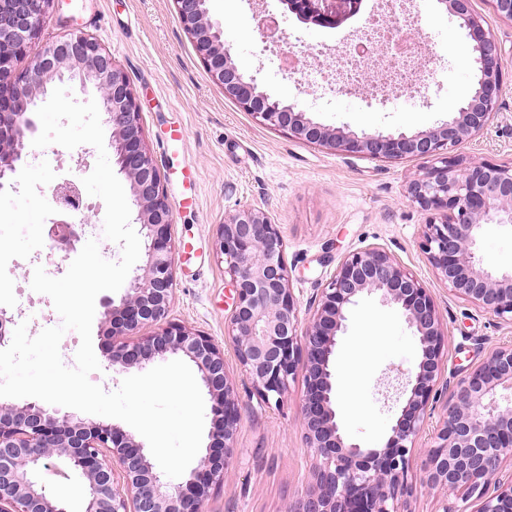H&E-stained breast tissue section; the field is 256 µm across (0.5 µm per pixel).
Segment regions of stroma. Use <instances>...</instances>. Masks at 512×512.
<instances>
[{
	"label": "stroma",
	"mask_w": 512,
	"mask_h": 512,
	"mask_svg": "<svg viewBox=\"0 0 512 512\" xmlns=\"http://www.w3.org/2000/svg\"><path fill=\"white\" fill-rule=\"evenodd\" d=\"M474 10L501 47L503 83L497 113L487 128L455 147L467 163L512 164V21L496 16L488 0H472ZM213 20L224 31L239 71L255 78L260 90L283 103H295L316 122L357 133H416L448 120L452 109L474 90L467 38L457 19L438 0H406L415 35L429 53L424 73L409 103L377 98L370 88L324 92L304 85L281 69L290 54L303 65L318 49L344 47L361 34L367 18L387 14L385 0H362L359 12L332 27L305 24L287 12L281 0H209ZM276 14L278 45L264 47L258 22ZM73 33L94 38L126 72L141 107L145 144L162 176L172 210L175 247L191 244L190 262H178L168 318L211 336L224 349V361L236 386L240 421L223 484L214 487L206 512H287L311 482L317 463L302 427L306 372L298 370L281 401H264L240 365L227 333L232 310L230 276L216 241L225 216L249 205L278 224L284 236L290 286L301 324L310 305L330 281L341 259L379 247L413 272L432 294L445 331L442 377L456 384L497 346L512 344V326L453 295L439 280L420 247L429 212L410 202L409 183L421 176L424 160L371 159L339 155L287 133L259 124L209 77L172 0H62L16 63L27 69L47 46ZM185 130L181 158L199 173L197 209L179 207L177 184L164 160L162 141L171 124ZM96 149L82 144L68 150L52 144L34 149L11 188L0 192V214L11 217L0 229V252L9 261L0 272V308L26 319L36 308L58 319L51 298L32 290L25 272L38 263L27 247L41 226L54 218L47 185L77 170L91 173ZM479 253L493 270H512V229L491 227ZM103 307H96L92 344L100 365L90 376L105 391L119 388L107 340L101 331ZM380 338L365 349L362 366L347 368L349 355L368 330ZM420 351L412 329L379 295L363 296L339 336L336 354V411L347 438L366 448L384 445L401 406L388 392V376L415 369ZM41 481L68 512H84L83 486L70 470L48 465Z\"/></svg>",
	"instance_id": "1"
}]
</instances>
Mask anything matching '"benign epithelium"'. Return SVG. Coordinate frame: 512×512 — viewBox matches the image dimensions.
Here are the masks:
<instances>
[{"mask_svg": "<svg viewBox=\"0 0 512 512\" xmlns=\"http://www.w3.org/2000/svg\"><path fill=\"white\" fill-rule=\"evenodd\" d=\"M59 2L0 0V190L12 186L27 163L38 131L36 111L48 89L69 83L95 90L112 126V157L130 183L147 256L143 273L120 299L102 300L104 332L113 338L112 369L126 372L169 355L189 358L212 400L213 422L199 465L172 482L148 460L145 446L118 425L87 422L36 402L1 403L0 512H66L36 479L52 458L85 480L84 512H206L210 490L224 479L239 422L224 349L209 336L166 321L175 284L173 215L125 72L95 39L81 34L49 46L25 72L14 67ZM172 2L211 80L260 123L338 154L426 160V171L410 183L408 198L442 217L425 224L423 251L451 292L512 324V271L491 270L476 252L487 227H512V165H466L449 155L491 120L502 83L500 49L474 13L472 0L440 3L468 31L474 93L448 121L411 135L345 132L314 121L295 104L272 99L233 63L223 30L209 15L208 0ZM283 2L300 18L323 27L357 12L359 4ZM54 198L64 212L81 211V197L70 180L55 186ZM85 223L84 218L79 225L58 221L51 231L58 248L75 250ZM218 250L234 289L228 335L257 392L267 401L279 400L298 368L307 372L303 426L319 463L311 485L288 512H405L402 506L414 491L408 481L410 458L433 409L444 356L443 324L428 288L382 249L353 252L314 299L310 324L301 332L278 225L244 206L224 218ZM373 293L397 307L413 328L421 359L416 371L394 377L395 393L405 404L384 446L363 448L344 437L336 419L334 356L338 332L359 299ZM145 327L152 331L142 336ZM121 336L136 340L121 341ZM505 386L512 390V345L493 350L446 401L421 478L422 487L456 494L463 502L445 505L442 512H512V472L505 473L506 466L512 467V394L497 395Z\"/></svg>", "mask_w": 512, "mask_h": 512, "instance_id": "7a95c632", "label": "benign epithelium"}]
</instances>
